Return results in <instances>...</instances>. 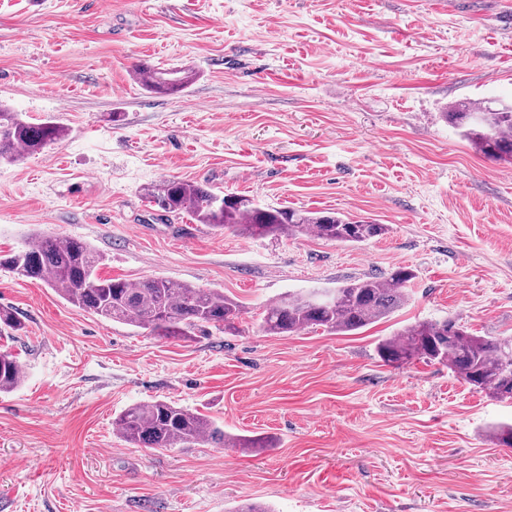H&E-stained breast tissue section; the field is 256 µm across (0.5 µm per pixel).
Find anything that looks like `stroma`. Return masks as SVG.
<instances>
[{"label":"stroma","instance_id":"stroma-1","mask_svg":"<svg viewBox=\"0 0 512 512\" xmlns=\"http://www.w3.org/2000/svg\"><path fill=\"white\" fill-rule=\"evenodd\" d=\"M0 0V102L61 142L0 162V250L74 237L99 274L162 277L234 298L239 331L161 340L0 270V335L21 384L0 393V512H512V448L486 432L512 400L446 365L393 367L377 344L417 321L512 336V164L443 117L512 98V0ZM191 67L174 95L139 65ZM121 121H113V113ZM174 178L390 231L358 247L250 239L162 216ZM398 266L390 317L349 335L271 336L268 302ZM156 399L269 448H136L113 421Z\"/></svg>","mask_w":512,"mask_h":512}]
</instances>
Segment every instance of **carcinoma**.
<instances>
[{"label": "carcinoma", "mask_w": 512, "mask_h": 512, "mask_svg": "<svg viewBox=\"0 0 512 512\" xmlns=\"http://www.w3.org/2000/svg\"><path fill=\"white\" fill-rule=\"evenodd\" d=\"M145 88L156 92L183 90L189 71L159 72L138 67ZM476 152L493 161L512 164V103L455 102L443 113ZM67 129L53 119L39 123L23 119L0 104V161L17 162L62 140ZM145 199L166 216L188 214L198 224L230 230L240 236L298 237L314 234L337 243L359 245L388 233V225L356 220L325 211L263 206L254 199L224 194L196 182L163 179L148 186ZM103 257L89 244L73 238L40 236L17 250L0 254V269L42 280L72 305L114 322L127 324L162 339L186 340L195 331L213 326L226 333L238 330L242 308L234 299L210 288H197L165 278L138 282L103 278L97 267ZM414 270L398 266L385 277L352 280L331 291L320 303L315 292L282 296L270 304L262 319L271 336H290L306 329L333 334L354 333L389 317L407 300ZM24 324L9 308L0 307V330L19 332ZM380 359L401 366L415 359L448 365L463 383L498 400H512V338L476 336L455 320L418 321L380 341ZM17 357L0 352V392L21 382ZM121 438L139 448H266L265 438L224 433L208 416L158 399L135 404L115 418ZM495 444L512 447V424L494 426Z\"/></svg>", "instance_id": "1"}]
</instances>
